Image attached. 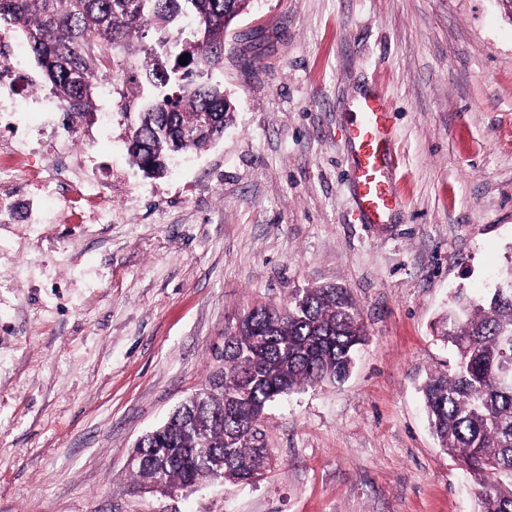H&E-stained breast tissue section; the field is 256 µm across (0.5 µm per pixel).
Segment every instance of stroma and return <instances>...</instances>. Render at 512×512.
<instances>
[{
    "mask_svg": "<svg viewBox=\"0 0 512 512\" xmlns=\"http://www.w3.org/2000/svg\"><path fill=\"white\" fill-rule=\"evenodd\" d=\"M141 41L116 53L107 122L16 116L0 220V512H473L419 389L452 354L451 295L512 270V18L498 0H252L224 38L233 121L149 178L127 151L153 91ZM396 112L402 206L360 223L343 180L352 103ZM68 156L76 189L39 174ZM348 290L367 330L351 377L270 404L263 480L129 489L135 441L219 366L256 303Z\"/></svg>",
    "mask_w": 512,
    "mask_h": 512,
    "instance_id": "1",
    "label": "stroma"
}]
</instances>
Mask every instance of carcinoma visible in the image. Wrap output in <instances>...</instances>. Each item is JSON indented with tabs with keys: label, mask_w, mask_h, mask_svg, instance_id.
I'll return each mask as SVG.
<instances>
[{
	"label": "carcinoma",
	"mask_w": 512,
	"mask_h": 512,
	"mask_svg": "<svg viewBox=\"0 0 512 512\" xmlns=\"http://www.w3.org/2000/svg\"><path fill=\"white\" fill-rule=\"evenodd\" d=\"M236 0H0V24L20 25L65 115L92 108L96 73L107 72L117 46L152 27L159 45L143 49L145 78L162 98L138 122L128 153L138 168L161 175L171 155L202 149L232 120L224 86V34ZM187 55L182 64L181 55ZM208 133L185 139L197 113ZM454 351L453 365L429 374L421 392L442 450L474 477L476 512H512V283L479 297L459 293L437 327ZM367 332L347 290L307 288L281 305L259 306L241 333L224 337V365L162 428L134 449L131 490L163 483L195 487L221 474L224 484L256 480L271 454L265 427L252 422L268 403L350 376Z\"/></svg>",
	"instance_id": "1"
}]
</instances>
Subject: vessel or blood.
<instances>
[{
    "label": "vessel or blood",
    "instance_id": "b4317fda",
    "mask_svg": "<svg viewBox=\"0 0 512 512\" xmlns=\"http://www.w3.org/2000/svg\"><path fill=\"white\" fill-rule=\"evenodd\" d=\"M393 130L394 113L384 95L370 92L356 101L346 131L350 154L346 183L366 224L388 223L400 204L394 186Z\"/></svg>",
    "mask_w": 512,
    "mask_h": 512
}]
</instances>
